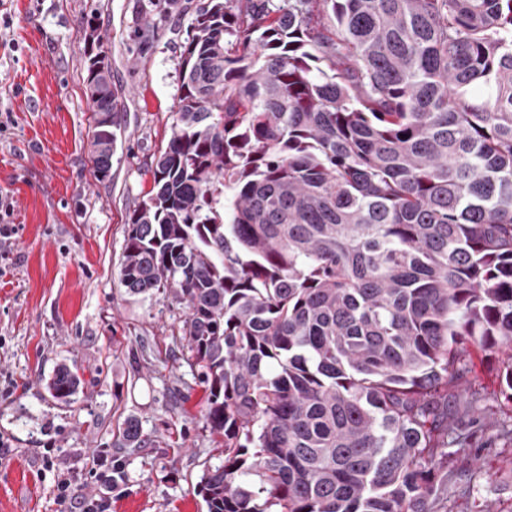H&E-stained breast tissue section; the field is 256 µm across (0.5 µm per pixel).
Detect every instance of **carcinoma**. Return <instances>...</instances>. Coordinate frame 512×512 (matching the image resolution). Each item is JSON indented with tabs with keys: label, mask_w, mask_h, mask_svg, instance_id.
<instances>
[{
	"label": "carcinoma",
	"mask_w": 512,
	"mask_h": 512,
	"mask_svg": "<svg viewBox=\"0 0 512 512\" xmlns=\"http://www.w3.org/2000/svg\"><path fill=\"white\" fill-rule=\"evenodd\" d=\"M84 68L104 181L97 36ZM180 77L120 284L186 307L206 512H448L464 351L512 401V0H204Z\"/></svg>",
	"instance_id": "cac0c4a2"
}]
</instances>
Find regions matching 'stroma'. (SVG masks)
Returning a JSON list of instances; mask_svg holds the SVG:
<instances>
[{
  "instance_id": "stroma-1",
  "label": "stroma",
  "mask_w": 512,
  "mask_h": 512,
  "mask_svg": "<svg viewBox=\"0 0 512 512\" xmlns=\"http://www.w3.org/2000/svg\"><path fill=\"white\" fill-rule=\"evenodd\" d=\"M202 0H0V198L15 235L0 243V512H62L60 471L76 501L95 497L100 460L114 471L112 512H206L196 492L224 439L204 428L205 387L173 336L186 309L119 284L128 216L151 190L148 170L170 135L180 56ZM99 35L119 92L112 177L89 161L86 31ZM479 392L457 426L476 432L453 454L451 512H512V418L500 355L470 350ZM78 370L70 401L51 396L57 365ZM141 443L119 447L124 421Z\"/></svg>"
}]
</instances>
